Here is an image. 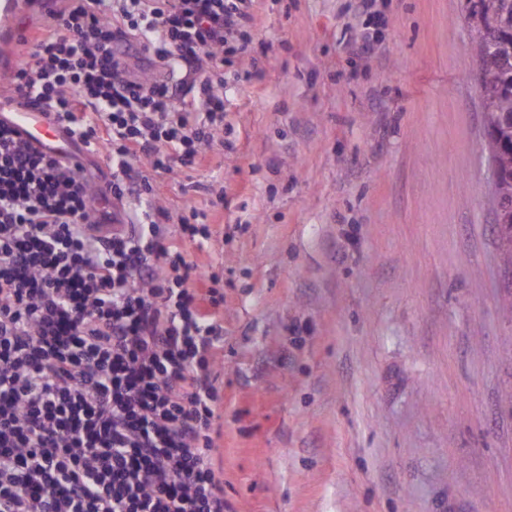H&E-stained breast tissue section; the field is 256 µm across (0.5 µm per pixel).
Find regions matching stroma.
I'll return each instance as SVG.
<instances>
[{"instance_id": "35a3bbf8", "label": "stroma", "mask_w": 512, "mask_h": 512, "mask_svg": "<svg viewBox=\"0 0 512 512\" xmlns=\"http://www.w3.org/2000/svg\"><path fill=\"white\" fill-rule=\"evenodd\" d=\"M252 0L232 124L150 173L224 244L231 512H512V265L468 0ZM224 182L212 209L203 186Z\"/></svg>"}]
</instances>
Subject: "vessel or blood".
Listing matches in <instances>:
<instances>
[{
    "instance_id": "1",
    "label": "vessel or blood",
    "mask_w": 512,
    "mask_h": 512,
    "mask_svg": "<svg viewBox=\"0 0 512 512\" xmlns=\"http://www.w3.org/2000/svg\"><path fill=\"white\" fill-rule=\"evenodd\" d=\"M19 0H0V32L11 39L23 40L28 31L18 23ZM8 110L11 124L33 146L53 156L65 158L70 165L82 163L83 155L48 113L31 108L22 102L0 101V111Z\"/></svg>"
}]
</instances>
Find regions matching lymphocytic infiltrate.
Returning <instances> with one entry per match:
<instances>
[{
    "label": "lymphocytic infiltrate",
    "mask_w": 512,
    "mask_h": 512,
    "mask_svg": "<svg viewBox=\"0 0 512 512\" xmlns=\"http://www.w3.org/2000/svg\"><path fill=\"white\" fill-rule=\"evenodd\" d=\"M10 77L89 152L116 207L0 118V512H227L224 283L207 213L178 236L139 169L200 166L246 53V0H67Z\"/></svg>",
    "instance_id": "f902f5d3"
}]
</instances>
